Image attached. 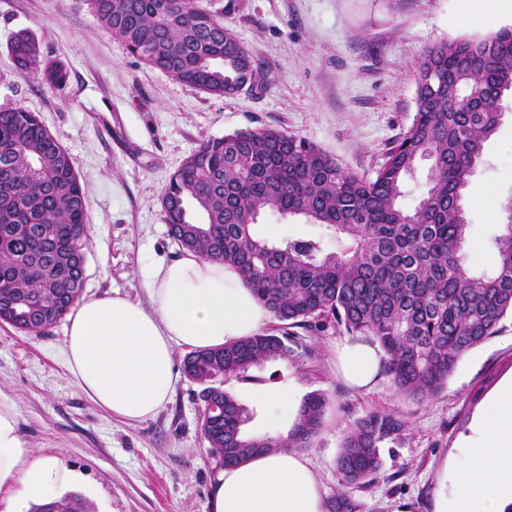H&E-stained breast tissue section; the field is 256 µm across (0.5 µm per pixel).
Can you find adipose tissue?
<instances>
[{
  "label": "adipose tissue",
  "mask_w": 512,
  "mask_h": 512,
  "mask_svg": "<svg viewBox=\"0 0 512 512\" xmlns=\"http://www.w3.org/2000/svg\"><path fill=\"white\" fill-rule=\"evenodd\" d=\"M149 306L120 294L83 299L68 318L65 359L77 386L113 417L153 418L173 394L174 347L191 351L233 344L264 330L270 310L232 265L184 252L148 275ZM336 371L354 389L372 386L384 353L373 339L335 346ZM266 418L293 429L301 405L294 389L260 394ZM458 455L442 471L436 512H506L512 506V376L501 381L461 434ZM78 480L65 459L34 456L19 430L15 402L0 396V489L4 510L61 497ZM210 512H326L307 459L289 448L225 467Z\"/></svg>",
  "instance_id": "ef3b65f1"
}]
</instances>
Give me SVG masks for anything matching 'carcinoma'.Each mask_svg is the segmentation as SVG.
<instances>
[{
    "label": "carcinoma",
    "instance_id": "1",
    "mask_svg": "<svg viewBox=\"0 0 512 512\" xmlns=\"http://www.w3.org/2000/svg\"><path fill=\"white\" fill-rule=\"evenodd\" d=\"M103 26L147 64L201 91L230 95L258 65L224 22L196 0H89ZM13 56L41 81L62 89L67 71L41 58L21 35ZM512 83V27L485 38L442 42L417 76L415 115L382 164L367 177L344 167L317 143L275 128L241 129L200 143L163 194L169 232L199 256L238 268L247 287L282 323L233 345L194 351L184 374L202 385L201 431L209 454L231 465L256 453L305 446L321 428L327 397L304 400L287 437L248 436L246 409L216 382L272 359H288L294 333L328 326L372 336L397 393L423 403L436 397L460 358L494 336L512 314V224L494 240L496 266L476 275L463 245L464 192L499 112L482 104ZM431 162L424 198L412 211L399 202L409 174ZM324 224L348 246L326 253L313 240L271 242L255 232L267 213ZM89 244L84 192L72 159L38 117L0 107V322L39 334L83 291ZM396 416L372 412L346 434L336 465L347 485L382 468L379 444L402 430ZM80 494L31 512H90ZM329 512H359L344 492Z\"/></svg>",
    "mask_w": 512,
    "mask_h": 512
}]
</instances>
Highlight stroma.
<instances>
[{
	"label": "stroma",
	"instance_id": "1",
	"mask_svg": "<svg viewBox=\"0 0 512 512\" xmlns=\"http://www.w3.org/2000/svg\"><path fill=\"white\" fill-rule=\"evenodd\" d=\"M223 19L254 58L260 78L226 96L175 80L131 54L105 31L88 0H0V107L36 113L68 150L85 192L89 247L84 298L119 293L148 303L143 273L182 249L168 233L161 197L171 175L201 141L242 128L273 127L306 137L364 175L382 163L415 114L419 63L435 45L492 34L472 21L474 0H198ZM27 34L42 56L68 70L64 88L21 74L11 51ZM465 199L464 254L477 273L494 268L492 240L512 201V97ZM256 230L273 241L318 239L326 251L345 242L326 225L275 214ZM66 322L39 335L0 323V395L12 398L23 438L39 456L65 458L81 476L92 512H210L220 471L200 424L201 387L180 377L169 402L148 420L126 423L94 404L67 368ZM289 360L226 377L223 388L250 412L243 430L271 426L256 393L285 385L300 396L325 393L323 426L303 448L324 497L339 490L362 512H435L442 467L457 439L500 381L512 375V316L465 353L434 399L400 398L387 373L358 391L333 364L335 329H296ZM369 412L400 418L403 429L380 445L382 469L344 487L336 467L343 438Z\"/></svg>",
	"mask_w": 512,
	"mask_h": 512
}]
</instances>
